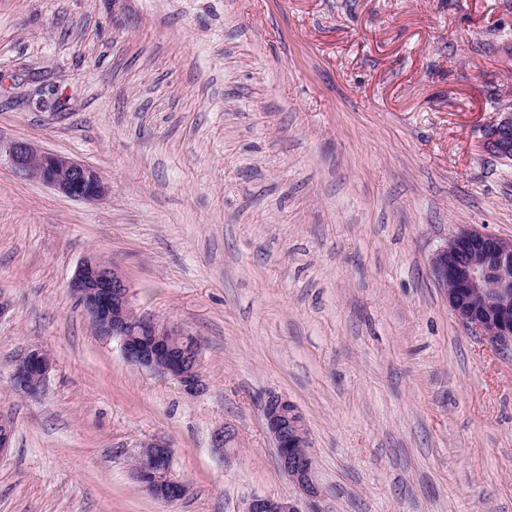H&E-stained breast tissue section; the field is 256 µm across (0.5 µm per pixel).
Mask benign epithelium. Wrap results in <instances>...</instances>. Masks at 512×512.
<instances>
[{
    "label": "benign epithelium",
    "instance_id": "obj_1",
    "mask_svg": "<svg viewBox=\"0 0 512 512\" xmlns=\"http://www.w3.org/2000/svg\"><path fill=\"white\" fill-rule=\"evenodd\" d=\"M483 148L495 157L512 160L511 106L499 112L487 129ZM3 156L17 176L39 182L67 198L95 202L108 193L96 169L65 154L15 141L0 150V158ZM431 266L449 308L461 323L497 345L512 347V239L474 226L462 227L434 254ZM68 288L97 332L119 339L128 363L172 378L189 395L199 391L200 350H195L190 360L175 355L172 337L182 335L180 329L133 314L128 285L118 268L88 257L78 266ZM52 368L51 356L33 348L14 364V386L32 395ZM261 411L280 470L305 499L314 500L319 490L302 412L287 397L273 392L261 401ZM133 476L160 501L172 502L185 494V485L173 472L171 450L162 441L149 440L140 445ZM242 512L303 510L295 497L255 496Z\"/></svg>",
    "mask_w": 512,
    "mask_h": 512
}]
</instances>
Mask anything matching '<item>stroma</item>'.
<instances>
[{
	"instance_id": "stroma-1",
	"label": "stroma",
	"mask_w": 512,
	"mask_h": 512,
	"mask_svg": "<svg viewBox=\"0 0 512 512\" xmlns=\"http://www.w3.org/2000/svg\"><path fill=\"white\" fill-rule=\"evenodd\" d=\"M512 0H0V143L96 168L87 204L0 164V512H242L295 495L261 400L302 410L303 512H512V347L431 258L512 238ZM117 265L202 347V387L129 366L67 283ZM55 364L14 390L29 349ZM232 433L231 453L214 433ZM172 450L183 497L131 474ZM483 148L488 154L512 160V107L498 113L495 122L487 129ZM135 457L133 476L154 498L172 502L185 494V485L173 472L172 453L166 443L145 441Z\"/></svg>"
}]
</instances>
